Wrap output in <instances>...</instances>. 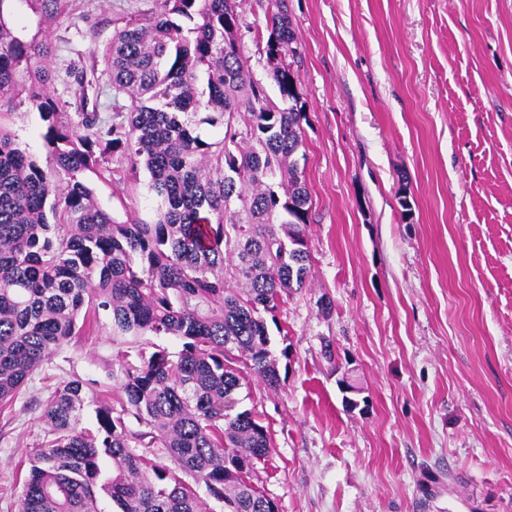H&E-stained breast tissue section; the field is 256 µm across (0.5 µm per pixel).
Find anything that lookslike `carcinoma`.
<instances>
[{"mask_svg": "<svg viewBox=\"0 0 512 512\" xmlns=\"http://www.w3.org/2000/svg\"><path fill=\"white\" fill-rule=\"evenodd\" d=\"M0 0V112L28 102L46 123L52 168L42 169L0 128V405L100 312L121 336H174L120 363V410L81 411L100 382L59 381L43 411L48 429L31 458L16 512H206L197 487L224 512H277L252 482L272 450L267 428L237 410L243 372L280 387L268 321L311 273L305 234L312 204L296 154L306 119L288 57L295 30L272 0L266 46L279 100L254 81L237 34V0H158L130 18L104 63L129 112L105 121L87 109L92 83L75 75L80 112L65 122L49 94V40L26 42ZM53 21L68 0H22ZM43 65L19 81V68ZM222 130L204 138L201 125ZM114 159L145 169L151 221L124 220L98 203L84 172ZM272 318H266V315ZM170 464L148 457L154 449Z\"/></svg>", "mask_w": 512, "mask_h": 512, "instance_id": "carcinoma-1", "label": "carcinoma"}]
</instances>
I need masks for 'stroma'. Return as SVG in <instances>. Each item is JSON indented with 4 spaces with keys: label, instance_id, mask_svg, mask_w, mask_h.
<instances>
[{
    "label": "stroma",
    "instance_id": "35a3bbf8",
    "mask_svg": "<svg viewBox=\"0 0 512 512\" xmlns=\"http://www.w3.org/2000/svg\"><path fill=\"white\" fill-rule=\"evenodd\" d=\"M285 4L312 264L276 313L283 386L250 376L239 393L273 438L253 483L278 512H512V0ZM155 7L72 0L47 27L17 0L12 20L51 41L49 91L71 116V71ZM0 127L49 167L35 107L0 114ZM83 179L104 209L149 219L147 172ZM135 353L100 316L0 408V512L23 492L55 380H99L97 405H114L112 372ZM346 374L364 400L353 410Z\"/></svg>",
    "mask_w": 512,
    "mask_h": 512
}]
</instances>
